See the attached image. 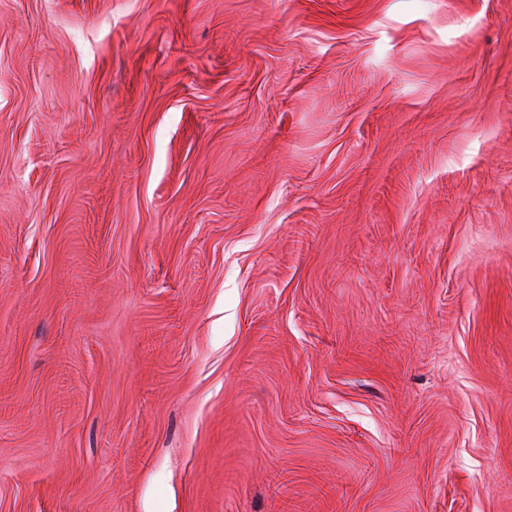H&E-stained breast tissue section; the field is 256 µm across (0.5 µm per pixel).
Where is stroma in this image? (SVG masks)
<instances>
[{
  "label": "stroma",
  "instance_id": "stroma-1",
  "mask_svg": "<svg viewBox=\"0 0 512 512\" xmlns=\"http://www.w3.org/2000/svg\"><path fill=\"white\" fill-rule=\"evenodd\" d=\"M0 512H512V0H0Z\"/></svg>",
  "mask_w": 512,
  "mask_h": 512
}]
</instances>
